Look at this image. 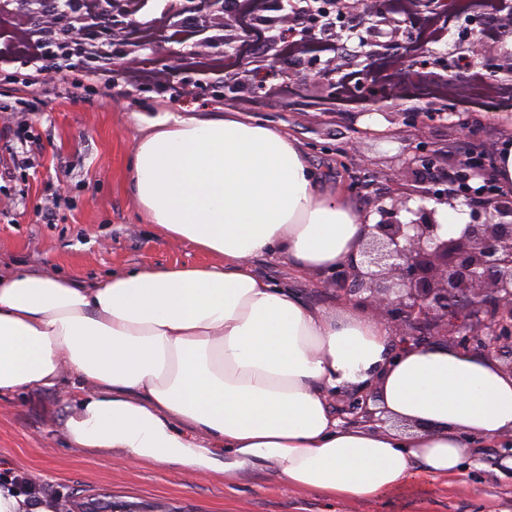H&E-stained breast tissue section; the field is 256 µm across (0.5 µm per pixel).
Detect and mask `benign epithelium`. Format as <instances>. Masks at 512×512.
Wrapping results in <instances>:
<instances>
[{
	"label": "benign epithelium",
	"instance_id": "benign-epithelium-1",
	"mask_svg": "<svg viewBox=\"0 0 512 512\" xmlns=\"http://www.w3.org/2000/svg\"><path fill=\"white\" fill-rule=\"evenodd\" d=\"M228 0H179L167 2L157 20L158 33L147 38L148 24L135 19L148 0H134L128 9L108 7L106 0H64L59 22L43 31L44 41L54 46L46 53L48 71H60L55 65L58 54L77 56L94 62L109 55L107 47L116 42L131 51L164 49L169 69L176 72L185 51L167 48V30L180 31V17L196 16L192 47L203 51L214 41H221L240 51L242 42L254 36L256 15L238 12L228 17ZM299 7L292 0H263L262 9L274 6L280 15L267 28L265 42L278 55L299 38L302 49L318 52L314 37L316 26L327 14L324 0H302ZM340 16H358L369 24L358 35L361 44L374 47L371 64L401 58L413 62L425 54L426 39L408 48L401 44L404 22L422 30L434 17L445 13L443 0H414L412 12L405 15L400 3L389 0H333ZM492 11L503 14L495 42L512 38V0H489ZM302 12L313 25L297 30L295 12ZM405 15V20L398 19ZM224 27V36L207 32ZM486 41L480 34L455 47L459 71L470 69L485 53ZM342 69L339 55L326 58L322 67L304 75L309 83L336 88L333 76ZM263 68L245 72V82L229 73L209 81L216 101L226 100L224 89L234 91L233 101L263 88ZM447 118L445 112H406V123L418 126ZM493 153L489 147L475 149L470 157L455 160L450 151L427 149L392 170L390 180L396 188L371 202L379 216L366 225L360 260L351 259L317 278L336 299L361 304L371 310L392 331L395 345L410 342L429 344L438 341L490 352L498 343H512V195L497 192L493 174ZM429 200L433 207L421 204L412 208L414 197ZM470 208V220L458 232H443L437 219V206ZM374 396L352 390L344 396L342 408L352 414L351 422H371Z\"/></svg>",
	"mask_w": 512,
	"mask_h": 512
}]
</instances>
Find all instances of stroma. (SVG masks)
I'll return each instance as SVG.
<instances>
[{"instance_id":"35a3bbf8","label":"stroma","mask_w":512,"mask_h":512,"mask_svg":"<svg viewBox=\"0 0 512 512\" xmlns=\"http://www.w3.org/2000/svg\"><path fill=\"white\" fill-rule=\"evenodd\" d=\"M124 52L113 45L97 67L76 61L48 81L44 58L12 51L0 63V107L24 110L30 136L42 146L35 168L19 171L12 163L16 140L0 135V201L10 211L0 216L1 273L24 269L88 283L119 270L200 261V254L165 241L144 221L129 170L144 119L168 112L223 115L228 105L214 101L207 82L227 56L213 46L200 66L158 88L129 85ZM257 57L268 78L249 114L296 139L325 183L353 188L359 204L365 194L386 191L391 171L417 148L493 147L512 127V99L485 95L451 107L479 115L474 136L449 122L423 134L406 126L402 115L425 107L427 93L387 101L369 85L355 100L343 101L304 82L283 84L277 72L284 59L264 49ZM116 98L124 99L125 111H113ZM55 197L61 204L53 219H45L44 207ZM253 266L262 277L288 282L310 305H337L328 289L292 274L280 258L259 257ZM67 413L64 395L53 389L1 398L0 466L24 478L21 493L55 494L71 512H512V469L502 465L500 448H481L465 481L424 482L377 501L348 503L289 487L266 471L229 484L214 475L185 476L90 456L66 445Z\"/></svg>"}]
</instances>
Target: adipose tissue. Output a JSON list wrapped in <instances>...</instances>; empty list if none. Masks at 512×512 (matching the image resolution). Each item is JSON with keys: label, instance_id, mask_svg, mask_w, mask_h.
Returning a JSON list of instances; mask_svg holds the SVG:
<instances>
[{"label": "adipose tissue", "instance_id": "obj_1", "mask_svg": "<svg viewBox=\"0 0 512 512\" xmlns=\"http://www.w3.org/2000/svg\"><path fill=\"white\" fill-rule=\"evenodd\" d=\"M130 181L167 241L212 256L85 284L0 276V396L71 385L69 447L232 482L256 469L343 502L465 477L472 444L512 438V372L446 342L398 349L365 307L308 305L252 261L317 277L357 257L355 201L300 144L243 110L148 120ZM371 385L384 428L334 396ZM0 478V512H59Z\"/></svg>", "mask_w": 512, "mask_h": 512}]
</instances>
